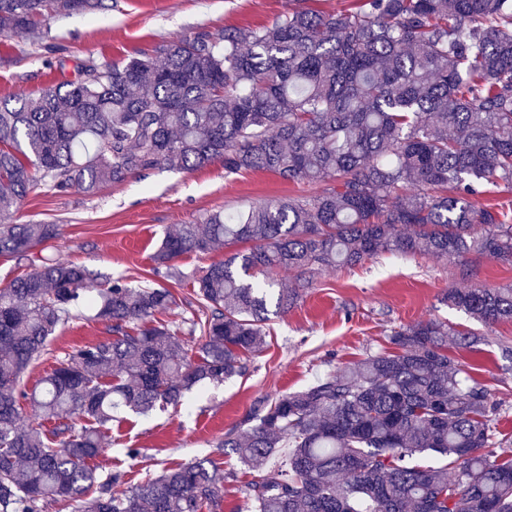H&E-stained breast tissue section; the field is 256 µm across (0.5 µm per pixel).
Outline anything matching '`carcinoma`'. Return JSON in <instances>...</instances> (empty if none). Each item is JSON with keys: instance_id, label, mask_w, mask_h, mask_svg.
<instances>
[{"instance_id": "obj_1", "label": "carcinoma", "mask_w": 512, "mask_h": 512, "mask_svg": "<svg viewBox=\"0 0 512 512\" xmlns=\"http://www.w3.org/2000/svg\"><path fill=\"white\" fill-rule=\"evenodd\" d=\"M102 0H0V35ZM295 11L268 27L200 31L166 59L90 57L81 80L0 99V255L26 257L56 224H5L34 188L93 194L147 169L270 171L324 183L306 200L210 213L164 235L154 271L243 242L194 280L202 312L182 321L189 353L159 315L162 286L103 280L42 259L0 288V512H223L224 470L164 468L121 495V472L86 460L125 412L178 406L191 390L246 371L270 307L285 312L312 276L382 254L489 257L512 264V215L478 207L512 188V0H357ZM266 276L249 282L237 273ZM276 270L294 273L277 288ZM87 303L112 339L59 361L32 391L24 376L72 310ZM444 302L487 325L512 320V285L450 288ZM475 331L431 319L391 348L307 387L260 401L218 448L257 473L248 512H512V448L490 389L448 354ZM38 421L20 425L22 405ZM482 192L472 198L477 206H494L505 211L512 212V190L506 191L503 186L487 185Z\"/></svg>"}]
</instances>
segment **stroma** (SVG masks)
Returning <instances> with one entry per match:
<instances>
[{
    "label": "stroma",
    "mask_w": 512,
    "mask_h": 512,
    "mask_svg": "<svg viewBox=\"0 0 512 512\" xmlns=\"http://www.w3.org/2000/svg\"><path fill=\"white\" fill-rule=\"evenodd\" d=\"M352 0H103L92 13L45 16L42 38L19 32L0 37V98L31 96L58 83L77 81L87 58L162 60L173 40L199 31L211 33L237 26H263L296 11L329 14ZM317 185L289 181L269 172L227 174L221 163L191 171L150 169L89 196L39 188L22 200L17 224H56L57 238L37 248L40 257L80 263L131 284H167L180 304L168 313L180 324L193 308L192 286L155 275L152 256L164 233L203 215L237 213L277 199H302ZM512 283V265L482 258L448 261L431 255H382L352 268L315 276L311 288L286 313L272 316L266 345L249 356L244 375L190 394L186 404L156 410L150 417L126 416L113 423L112 440L94 463L105 472L120 470L136 484L164 466L208 458L228 472L224 512H246L251 470L217 443L239 427L260 400L300 390L316 376L386 348L394 328L429 318L447 320L456 330L475 323L448 308V289L497 288ZM477 350L449 345L462 364L475 367L504 410L501 429L512 435V321L483 327ZM108 326L81 307L57 328L46 353L24 378L34 388L56 360L80 347L110 340ZM139 449L130 457L129 449Z\"/></svg>",
    "instance_id": "obj_1"
}]
</instances>
